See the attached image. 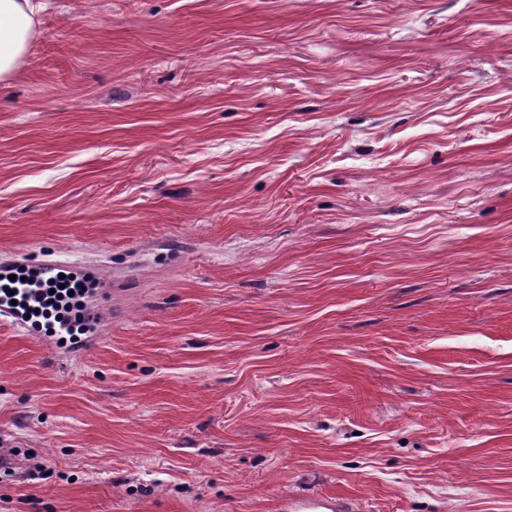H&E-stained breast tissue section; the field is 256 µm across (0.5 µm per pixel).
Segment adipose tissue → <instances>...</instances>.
Returning <instances> with one entry per match:
<instances>
[{
  "label": "adipose tissue",
  "mask_w": 512,
  "mask_h": 512,
  "mask_svg": "<svg viewBox=\"0 0 512 512\" xmlns=\"http://www.w3.org/2000/svg\"><path fill=\"white\" fill-rule=\"evenodd\" d=\"M42 0H0V83L9 82L38 35Z\"/></svg>",
  "instance_id": "obj_1"
}]
</instances>
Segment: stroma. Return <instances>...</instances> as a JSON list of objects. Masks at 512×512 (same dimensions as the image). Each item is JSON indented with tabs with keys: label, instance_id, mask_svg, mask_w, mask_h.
Segmentation results:
<instances>
[{
	"label": "stroma",
	"instance_id": "obj_1",
	"mask_svg": "<svg viewBox=\"0 0 512 512\" xmlns=\"http://www.w3.org/2000/svg\"><path fill=\"white\" fill-rule=\"evenodd\" d=\"M16 260L99 321L0 325V512H512V0H51ZM286 512H354L353 501L342 496L301 495L283 502Z\"/></svg>",
	"mask_w": 512,
	"mask_h": 512
}]
</instances>
